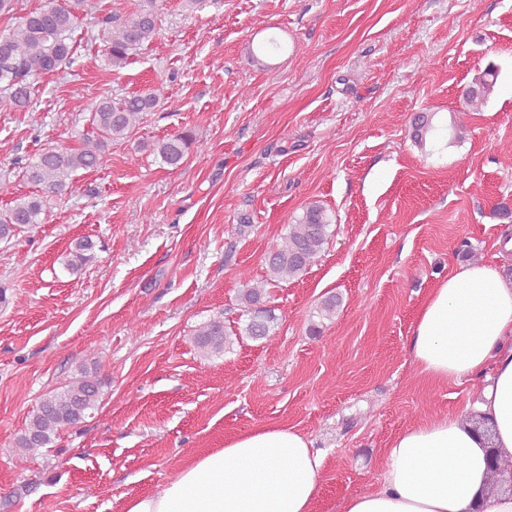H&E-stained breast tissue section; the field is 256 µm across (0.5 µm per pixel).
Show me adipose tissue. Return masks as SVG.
Masks as SVG:
<instances>
[{"label":"adipose tissue","mask_w":512,"mask_h":512,"mask_svg":"<svg viewBox=\"0 0 512 512\" xmlns=\"http://www.w3.org/2000/svg\"><path fill=\"white\" fill-rule=\"evenodd\" d=\"M410 355L434 382L481 377L474 411L512 453V280L498 266L470 263L439 281ZM324 465L302 433L261 427L195 457L123 512H312ZM488 479L485 441L468 418L434 417L393 437L377 486L349 496L342 512H512V493L489 494Z\"/></svg>","instance_id":"1"}]
</instances>
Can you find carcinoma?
<instances>
[{
	"instance_id": "carcinoma-1",
	"label": "carcinoma",
	"mask_w": 512,
	"mask_h": 512,
	"mask_svg": "<svg viewBox=\"0 0 512 512\" xmlns=\"http://www.w3.org/2000/svg\"><path fill=\"white\" fill-rule=\"evenodd\" d=\"M93 8L88 0H47L42 6L27 9L18 16L17 24L7 34H0V98L16 110L29 107L32 98L33 77L58 72L67 67L74 55L73 33L78 15ZM156 0H145L140 9L118 25H112V15L98 17L97 25L103 31L108 64L119 70L130 63L131 57L151 42L159 29ZM497 74L488 65L477 74L465 96L466 104L477 111L483 107L494 90ZM153 93L125 96L120 99L103 97L90 104L92 135L83 140L80 148L57 147L44 149L32 163L22 166V177L41 189L13 198L0 210V239H9L23 229L44 221L50 198L65 191L73 176L83 170L101 167L106 149L114 142L129 139L144 119L156 107ZM435 113L424 112L412 122V138L421 149L436 130ZM195 141L190 132L181 133L158 142H144L141 148L160 157L170 166L181 165L190 144ZM330 220L325 209L310 204L296 222L288 225L282 244L266 259L270 278L240 294L248 322L245 334L255 340L271 336L277 317L266 305V286L301 277L323 252L330 237ZM94 258V243L82 239L66 255L65 268L78 272ZM194 343L206 358L219 356L231 343L224 329V320L216 317L201 326L194 335ZM103 382L98 367L81 370L80 376L70 379L59 391L46 394L33 411L29 423L17 437L15 450L25 458L53 441L62 429L83 422L88 411L95 409L102 395ZM493 484H512V455L495 454L489 467Z\"/></svg>"
}]
</instances>
